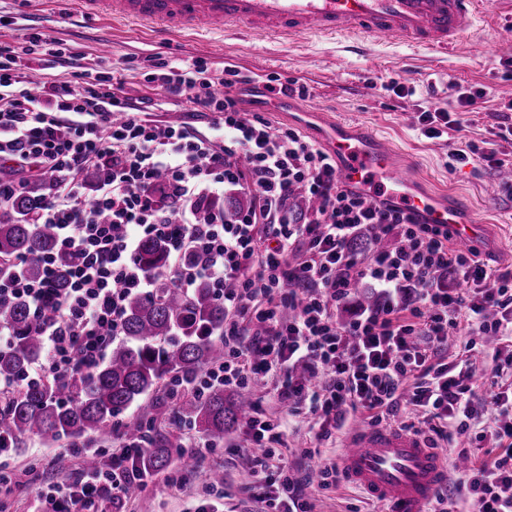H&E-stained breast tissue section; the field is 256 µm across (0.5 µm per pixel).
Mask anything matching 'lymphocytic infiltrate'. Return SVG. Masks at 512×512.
Segmentation results:
<instances>
[{
    "mask_svg": "<svg viewBox=\"0 0 512 512\" xmlns=\"http://www.w3.org/2000/svg\"><path fill=\"white\" fill-rule=\"evenodd\" d=\"M162 68L164 92L215 113L223 149L182 125L144 124L137 105L116 97L101 75L31 87L16 51L0 46V214L33 179L55 176L33 215L35 223L51 226L57 245L40 255L39 277L26 274L28 257L0 254V303L28 304L47 354L27 381L63 384L101 364L122 333L128 296L154 286L135 259L138 245L160 239L168 245L175 287L188 291L208 281L224 305L223 358L201 376L178 380L171 401L182 389L246 390L254 378L271 376L288 403L277 415L253 401L244 425L248 442L260 450L254 473L277 471L273 483L252 487L256 499L275 512H311V481L326 487L342 479L333 462L314 477L289 474L278 453L288 445V418L313 416V439L320 443L358 414L379 425L405 404L418 417L416 433L430 444L465 436L505 449L493 463L459 474L457 498L439 490L431 512H457L462 504L472 512H512V381L490 394L494 424L478 426L471 354L463 352L455 364L446 355L458 332L492 336L493 376L512 371V270L494 268L478 249L454 248L449 231L423 223L408 207L375 203L341 186L328 153L264 118L245 117L235 98L198 81L204 61ZM481 97L466 90L457 111L420 112L422 135L461 131ZM91 171L97 181L88 200L83 178ZM232 187L246 189L252 204L228 224L211 203ZM298 187L319 203L300 224L288 210ZM171 199L181 204L175 221L166 207ZM362 229L387 240V248L352 251ZM62 255L70 259L63 271ZM452 272L461 276L464 293L449 288ZM366 279L385 288L387 300L338 322L333 307ZM151 432L143 427L140 439L129 442L123 425L114 424L118 451L102 467L57 481L42 512H96L97 500L124 495L140 479L134 464L151 446Z\"/></svg>",
    "mask_w": 512,
    "mask_h": 512,
    "instance_id": "1",
    "label": "lymphocytic infiltrate"
}]
</instances>
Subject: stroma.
<instances>
[{
	"mask_svg": "<svg viewBox=\"0 0 512 512\" xmlns=\"http://www.w3.org/2000/svg\"><path fill=\"white\" fill-rule=\"evenodd\" d=\"M39 33L66 48L79 65L94 64L110 74L119 98L149 100L146 122L166 126L185 123L193 133L210 135L212 113L194 111L184 100L168 96L152 81V64L164 59L206 62L207 78L228 81L241 111L257 114L275 127L292 130L305 140L318 141L320 122L304 127L288 111L268 109L281 87L303 88L297 103L312 100L324 112L353 126L377 129L400 150L401 164L416 169L423 183L439 193L455 192L473 201L486 231L475 245L491 265L512 269V197L497 192L486 197L488 184L500 183L501 171L485 165L460 164L449 169L450 154L466 142H487L498 154L512 155V139L499 137L496 116L512 111V0H489V8L473 34L453 50L437 53L401 43H361L352 51L346 42L312 37L295 43L231 33L157 34L146 25H132L103 16L78 13L76 0H0V43L16 48L26 76L51 74L57 82L75 84L72 68L55 64L30 42ZM108 53H101V45ZM266 66L253 67L256 57ZM407 92L396 95L392 83ZM485 90L486 95L466 116L462 131L438 139L422 136L416 117L425 110H456L460 91ZM144 405L153 409V427L173 446L198 436L192 426L172 417L173 405L164 392L150 394ZM61 442L32 437L23 448L0 454V468L16 481L11 494L0 495L5 512H38V494L64 475L76 473L82 462L63 457ZM253 451L242 428L226 432L207 459L208 471L223 474L224 482L209 487L196 475L168 467L156 473L136 497L102 502V512H195L202 502L217 504L220 512H259L260 506L242 487L251 479ZM315 512H381L380 503L343 482L308 490Z\"/></svg>",
	"mask_w": 512,
	"mask_h": 512,
	"instance_id": "1",
	"label": "stroma"
}]
</instances>
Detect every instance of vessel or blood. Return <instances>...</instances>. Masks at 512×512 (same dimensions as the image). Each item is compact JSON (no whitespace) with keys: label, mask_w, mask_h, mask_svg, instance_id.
<instances>
[{"label":"vessel or blood","mask_w":512,"mask_h":512,"mask_svg":"<svg viewBox=\"0 0 512 512\" xmlns=\"http://www.w3.org/2000/svg\"><path fill=\"white\" fill-rule=\"evenodd\" d=\"M81 12L146 24L158 31L261 34L287 39L322 35L348 42L397 41L447 51L467 36L480 0H78ZM322 139L336 158L341 184L403 204L424 223L449 229L471 246L481 232L469 200H441L417 189L413 169L371 131L335 122ZM346 478L384 504L386 512H427L446 479L448 457L422 437L397 427L355 426L341 451Z\"/></svg>","instance_id":"obj_1"}]
</instances>
